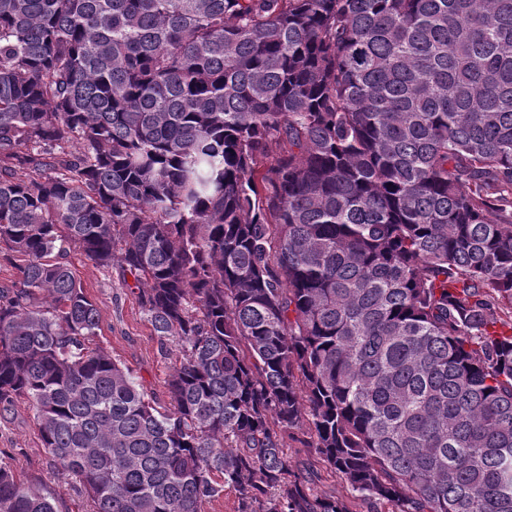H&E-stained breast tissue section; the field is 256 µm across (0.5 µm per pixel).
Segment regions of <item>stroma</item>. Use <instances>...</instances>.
Listing matches in <instances>:
<instances>
[{
    "mask_svg": "<svg viewBox=\"0 0 512 512\" xmlns=\"http://www.w3.org/2000/svg\"><path fill=\"white\" fill-rule=\"evenodd\" d=\"M69 261L86 295L99 309L98 341L140 380L148 394L168 403L166 381L177 356L161 352L120 268L96 265L77 249L71 250ZM0 458L8 461L21 479L42 482L63 512H90L91 504L79 483L45 454L28 402H17L8 414L0 416Z\"/></svg>",
    "mask_w": 512,
    "mask_h": 512,
    "instance_id": "stroma-1",
    "label": "stroma"
}]
</instances>
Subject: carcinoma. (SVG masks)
<instances>
[{"label":"carcinoma","mask_w":512,"mask_h":512,"mask_svg":"<svg viewBox=\"0 0 512 512\" xmlns=\"http://www.w3.org/2000/svg\"><path fill=\"white\" fill-rule=\"evenodd\" d=\"M0 254V408L93 512H512V0H0ZM0 512L60 510L0 458ZM69 261L84 292L99 309L97 340L140 380L148 394L167 404L166 381L176 352H161L137 293L125 286L121 269L117 264L98 266L78 248L71 249Z\"/></svg>","instance_id":"cac0c4a2"}]
</instances>
